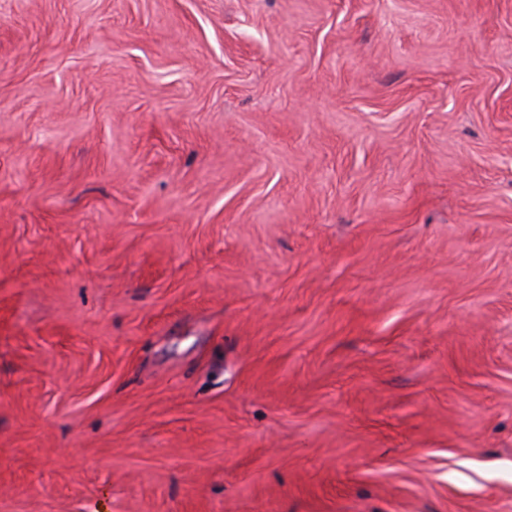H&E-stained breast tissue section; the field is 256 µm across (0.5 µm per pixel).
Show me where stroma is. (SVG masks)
I'll return each mask as SVG.
<instances>
[{"mask_svg":"<svg viewBox=\"0 0 512 512\" xmlns=\"http://www.w3.org/2000/svg\"><path fill=\"white\" fill-rule=\"evenodd\" d=\"M0 512H512V0H0Z\"/></svg>","mask_w":512,"mask_h":512,"instance_id":"1","label":"stroma"}]
</instances>
